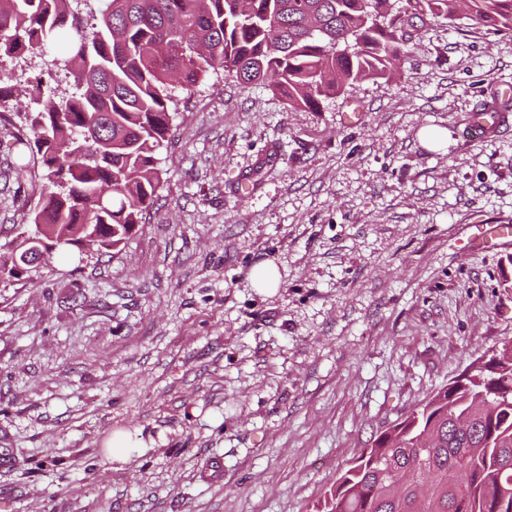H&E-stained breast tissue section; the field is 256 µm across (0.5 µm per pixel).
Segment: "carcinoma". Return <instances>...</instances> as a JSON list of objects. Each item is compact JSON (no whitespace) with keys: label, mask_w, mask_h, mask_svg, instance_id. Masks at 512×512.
Returning a JSON list of instances; mask_svg holds the SVG:
<instances>
[{"label":"carcinoma","mask_w":512,"mask_h":512,"mask_svg":"<svg viewBox=\"0 0 512 512\" xmlns=\"http://www.w3.org/2000/svg\"><path fill=\"white\" fill-rule=\"evenodd\" d=\"M0 0V60L24 53L68 73L55 100L0 79V107L24 98L18 174L43 181L28 221L90 251L128 240L153 204L155 152L170 135L173 88L225 73L293 109L383 78L409 53L417 18L464 15L512 36V0ZM33 247L0 244V277L33 271ZM323 512H512V340L380 434L341 475Z\"/></svg>","instance_id":"obj_1"}]
</instances>
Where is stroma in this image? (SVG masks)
Segmentation results:
<instances>
[{
	"label": "stroma",
	"instance_id": "obj_1",
	"mask_svg": "<svg viewBox=\"0 0 512 512\" xmlns=\"http://www.w3.org/2000/svg\"><path fill=\"white\" fill-rule=\"evenodd\" d=\"M0 75L71 87L47 59ZM173 94L145 224L0 280V512H313L512 340V239L480 240L512 224V39L426 25L393 75L318 112L224 75ZM39 189L0 177L1 243ZM263 263L279 288L253 286ZM118 432L131 447H106Z\"/></svg>",
	"mask_w": 512,
	"mask_h": 512
}]
</instances>
